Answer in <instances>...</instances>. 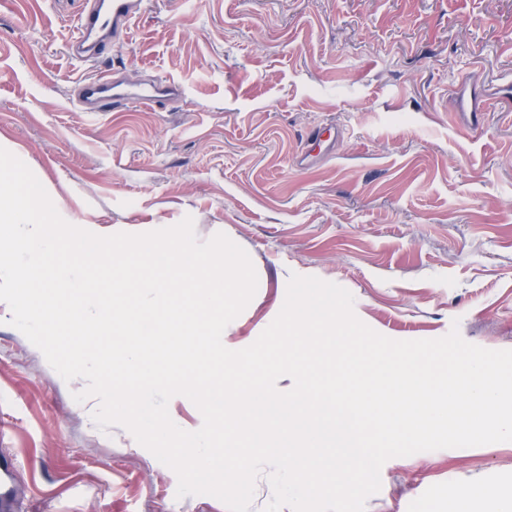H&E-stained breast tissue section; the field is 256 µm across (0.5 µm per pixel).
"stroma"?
Here are the masks:
<instances>
[{
  "mask_svg": "<svg viewBox=\"0 0 512 512\" xmlns=\"http://www.w3.org/2000/svg\"><path fill=\"white\" fill-rule=\"evenodd\" d=\"M84 0H0V147L58 213L93 233L194 220L249 255L257 291L224 330L251 345L291 274L336 283L394 340L512 350V112L448 118L472 72L512 83V0H144L100 65L71 54ZM115 69L180 85L176 104L86 112L78 81ZM333 153L304 169L308 134ZM42 351L0 322V463L20 512H227L177 497L175 472L125 427L100 429ZM365 512H448L455 492L512 491V442L395 457Z\"/></svg>",
  "mask_w": 512,
  "mask_h": 512,
  "instance_id": "stroma-1",
  "label": "stroma"
}]
</instances>
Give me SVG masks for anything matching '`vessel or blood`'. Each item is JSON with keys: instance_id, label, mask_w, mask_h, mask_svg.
I'll return each instance as SVG.
<instances>
[{"instance_id": "1", "label": "vessel or blood", "mask_w": 512, "mask_h": 512, "mask_svg": "<svg viewBox=\"0 0 512 512\" xmlns=\"http://www.w3.org/2000/svg\"><path fill=\"white\" fill-rule=\"evenodd\" d=\"M142 0H86L77 23V36L71 44L73 56L86 64H95L104 47L127 33L131 20L139 14ZM512 109V88L500 86L494 92L475 82H461L455 91L457 117L469 126L479 124L487 110L489 96ZM182 97L179 85L160 77L133 83L122 72L112 71L79 84L74 101L88 112H103L134 100L147 106L172 102Z\"/></svg>"}]
</instances>
